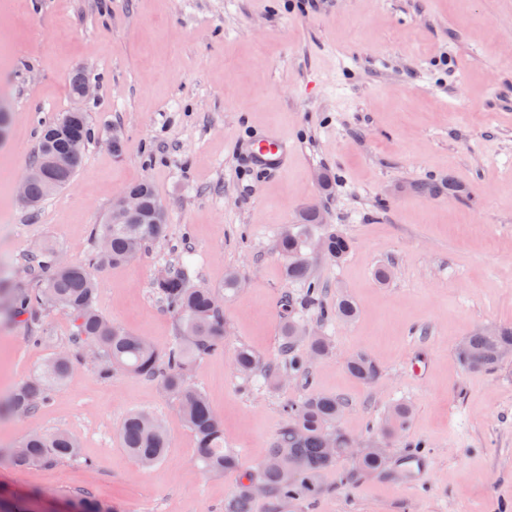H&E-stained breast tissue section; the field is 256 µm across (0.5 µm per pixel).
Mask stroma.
Returning <instances> with one entry per match:
<instances>
[{
    "mask_svg": "<svg viewBox=\"0 0 512 512\" xmlns=\"http://www.w3.org/2000/svg\"><path fill=\"white\" fill-rule=\"evenodd\" d=\"M96 85L83 105L91 140L69 185L25 207L20 181L39 121L71 110L69 77ZM0 92L9 132L0 141V287H37L31 251L70 261L92 248L128 186L152 183L167 214L164 237L122 266L96 273L97 308L165 350L175 318L152 281L178 260L193 282L222 289L224 347L191 380L206 393L238 466L216 478L196 460L192 431L156 382L100 378L75 364L49 405L23 414L6 403L54 353L71 348L66 313L43 314L50 340L0 308V498L59 512L91 493L117 512H224L242 475L286 422L306 385L342 398L339 428L379 436L389 409L412 408L377 471L340 459L312 496L279 512H512V358L489 372L454 355L473 331L512 327V0H0ZM277 124L293 146L287 168L261 171L240 146ZM460 195L444 192L447 182ZM320 206L319 233L353 247L342 263L313 259L327 304L345 296L354 321L311 330L329 356L279 386L245 381L237 349L280 356V303L296 294L275 250L281 228ZM392 276L379 282L376 270ZM242 282L224 290L226 272ZM367 353L379 376L346 368ZM132 411L165 422L171 445L144 468L119 431ZM63 430L82 461L12 465L32 432Z\"/></svg>",
    "mask_w": 512,
    "mask_h": 512,
    "instance_id": "1",
    "label": "stroma"
}]
</instances>
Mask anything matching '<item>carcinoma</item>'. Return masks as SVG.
Listing matches in <instances>:
<instances>
[{
  "label": "carcinoma",
  "instance_id": "carcinoma-1",
  "mask_svg": "<svg viewBox=\"0 0 512 512\" xmlns=\"http://www.w3.org/2000/svg\"><path fill=\"white\" fill-rule=\"evenodd\" d=\"M91 138L86 113L65 112L46 121L40 129L35 160L31 166L34 177L28 184L30 205L35 206L63 189L83 164V151ZM54 157L69 163L51 170L47 163ZM140 195L141 211L121 220L108 216L106 222L93 228L96 248L85 259L61 264L52 247H45L29 257L36 270H50L40 287L12 292L8 295L11 310L28 315L36 323L49 311L64 310L75 326L72 342L75 350L58 352L46 360L37 373L24 382L11 397L12 407L29 411L44 406L53 389L69 378L74 362L90 360L104 379L115 371L159 382L162 390L174 398L182 416L194 433L197 458L209 474H222L237 465V456L224 448V430L204 392L189 380V372L205 356L224 346V311L218 293L212 288L193 285L191 267L179 261L166 274L152 283L153 292L176 318L174 341L158 351L144 336L133 334L117 323L108 322L96 307L97 288L93 270L104 265L131 262L145 250L148 243L164 236L166 219L156 215L160 202L147 181L129 187ZM318 214L307 208L299 214V223L289 224L277 236V247L285 259L284 274L288 282L302 288L299 297H287L280 317V338L284 358L278 363H266L247 348L235 355L237 370L252 379L262 377L275 384L286 373H301L309 358L326 356L331 352L326 336H304L300 322L301 311L314 307L320 317H337L353 321L357 306L348 298L336 299L335 307L322 304L321 288L311 273L306 249L311 247ZM323 240L326 255L341 261L352 248L351 241L339 232ZM464 348L456 352L462 366L470 371H487L502 360L501 352L512 349V328H496L491 332L478 331L463 341ZM348 371L360 381H371L378 369L367 355L360 353L346 363ZM339 398L307 390L302 397L287 405V423L272 446L266 449L260 465L259 481L273 509L286 499H299L312 492L314 481L329 471L347 455L351 436L333 429L342 413ZM411 409L405 404L396 406L390 414L384 434H399L407 427ZM124 448L142 466L158 462L169 446V436L156 417L146 412L129 413L121 426ZM78 455L76 438L66 431L49 434H30L13 452L17 467L31 464L52 465L74 459ZM386 457L375 448H365L355 458L362 471L382 468ZM253 479L241 484L239 492L224 503V512H252ZM79 512H112V508L89 494L75 498Z\"/></svg>",
  "mask_w": 512,
  "mask_h": 512
}]
</instances>
